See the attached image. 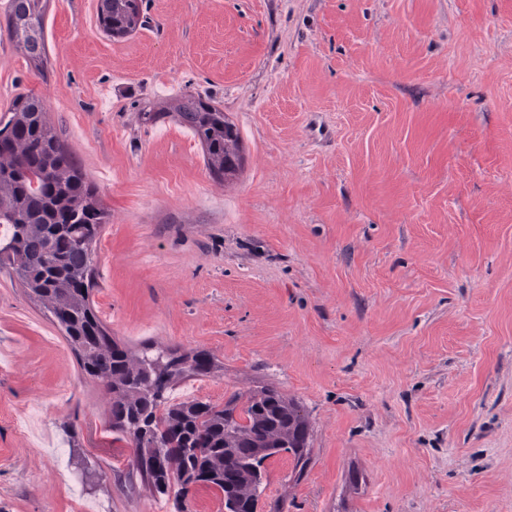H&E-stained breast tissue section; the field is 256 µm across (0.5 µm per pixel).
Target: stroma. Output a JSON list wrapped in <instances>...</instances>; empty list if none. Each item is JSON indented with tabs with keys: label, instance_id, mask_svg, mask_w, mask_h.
<instances>
[{
	"label": "stroma",
	"instance_id": "1",
	"mask_svg": "<svg viewBox=\"0 0 512 512\" xmlns=\"http://www.w3.org/2000/svg\"><path fill=\"white\" fill-rule=\"evenodd\" d=\"M8 6L0 114L41 96L110 213L113 338L216 358L173 401L272 385L305 410L310 463L269 459L260 512H512V0H145L119 39L50 0L41 71ZM185 93L237 125L232 180L140 121ZM109 407L0 267V512H174L130 487Z\"/></svg>",
	"mask_w": 512,
	"mask_h": 512
}]
</instances>
